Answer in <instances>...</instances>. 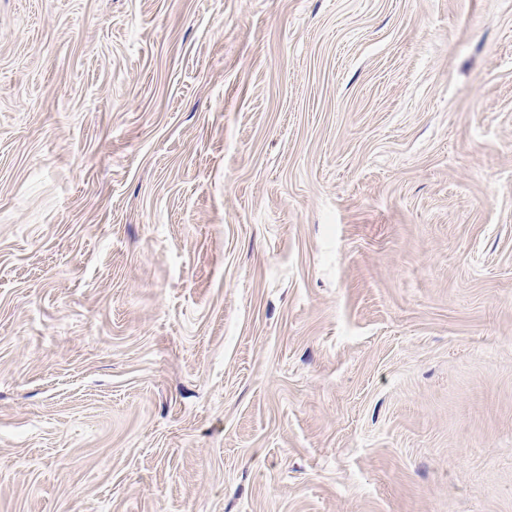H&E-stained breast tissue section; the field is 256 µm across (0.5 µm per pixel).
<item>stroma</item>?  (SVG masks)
Masks as SVG:
<instances>
[{
    "label": "stroma",
    "mask_w": 512,
    "mask_h": 512,
    "mask_svg": "<svg viewBox=\"0 0 512 512\" xmlns=\"http://www.w3.org/2000/svg\"><path fill=\"white\" fill-rule=\"evenodd\" d=\"M0 512H512V0H0Z\"/></svg>",
    "instance_id": "obj_1"
}]
</instances>
